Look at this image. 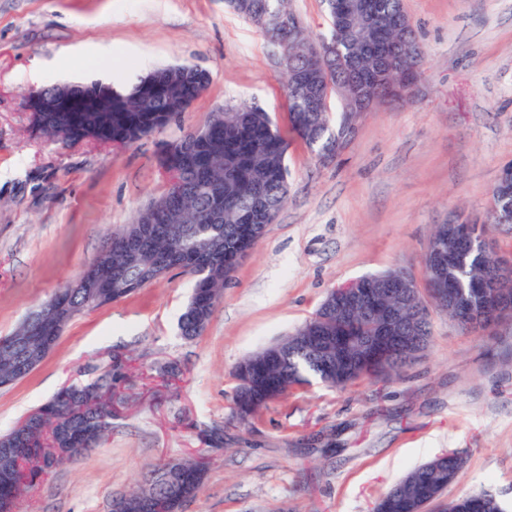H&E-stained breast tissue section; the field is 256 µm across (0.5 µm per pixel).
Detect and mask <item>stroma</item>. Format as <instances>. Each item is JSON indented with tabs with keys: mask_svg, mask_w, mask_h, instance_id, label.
<instances>
[{
	"mask_svg": "<svg viewBox=\"0 0 512 512\" xmlns=\"http://www.w3.org/2000/svg\"><path fill=\"white\" fill-rule=\"evenodd\" d=\"M424 66L411 99L355 122L320 162L288 128L278 48L224 0H0V336L98 258L105 239L167 188L162 149L215 112H268L288 144V201L236 267L205 332L178 319L179 272L88 311L26 378L0 388V435L67 382L122 359L104 442L52 468L19 512H109L148 468L205 454L182 512H372L408 470L455 451L466 464L430 512L482 490L512 512V322L490 335L432 314L428 349L400 380L344 390L318 379L245 421L233 370L311 317L348 281L397 267L422 278L432 225L483 218L512 162V0H403ZM208 73L175 122L114 148L34 136L29 93L56 82L126 86L154 69ZM178 367V378L162 376Z\"/></svg>",
	"mask_w": 512,
	"mask_h": 512,
	"instance_id": "obj_1",
	"label": "stroma"
}]
</instances>
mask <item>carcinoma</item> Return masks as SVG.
I'll list each match as a JSON object with an SVG mask.
<instances>
[{
  "label": "carcinoma",
  "mask_w": 512,
  "mask_h": 512,
  "mask_svg": "<svg viewBox=\"0 0 512 512\" xmlns=\"http://www.w3.org/2000/svg\"><path fill=\"white\" fill-rule=\"evenodd\" d=\"M380 2L382 12L378 18L373 21L356 18L350 27L331 17L326 0L329 34L318 41L311 39L300 26L277 31L264 27L262 31L279 46L282 55L288 56V67L295 72L313 68L318 61V50L326 41L349 46L357 69L370 71L377 66V59L367 48L386 18L399 12L401 7L400 0ZM259 13L286 19L292 11L288 0H248L247 10L238 11L246 19ZM285 83L290 131L318 156L333 145L336 151H341L337 136L349 131L350 119L356 115V110L344 103L335 128L327 104L310 102L305 88L291 83L288 76ZM208 84L209 78H196L189 66L160 68L128 90H112L113 109L110 112H35L32 128L35 133L53 139L79 141L88 138L125 147L170 124L207 89ZM348 86L347 74L332 75L323 84V99L335 95L338 88L347 90ZM161 166L166 172L173 171L166 192L138 211L131 223L112 231L108 236L112 247H103L94 262L95 276L111 283L112 287L90 299L84 290L62 286L61 295L50 298L52 316L31 326L32 339L54 345L76 316L117 302L175 269L194 279L191 298L179 318L180 333L187 340H194L204 333L223 293L224 283L238 265L237 255L253 249L259 241L261 233L255 225L274 223L287 202L286 141L269 113L253 107L226 109L212 114L203 128L169 144ZM148 224L165 226L164 236L140 238L135 247H128L127 239L135 228ZM492 271L491 259L479 264H453L448 269V280L460 284L467 306L478 310L485 303V295L475 285ZM399 273L401 270L392 269L372 276L375 308L365 319L349 326L347 306L338 304L331 309L329 321L334 335L347 338L341 355H336L334 348L320 354L309 350L306 339L318 326L311 318L280 343L278 356L271 357L261 350L244 359L251 363V384L238 378L235 416L245 420L255 415L268 402L307 382L309 376L337 389L375 377L377 372L373 370H335L330 373L326 364L337 365L358 357L360 344L355 338L372 334L384 319L382 307L388 297L381 288V278ZM436 300L437 283L425 276L413 305L406 306L399 295L394 296L393 303L404 310L408 329L416 330L423 324L429 331L430 306L436 305ZM123 378L121 367L114 365L97 376L96 385L109 394ZM38 411L51 414L60 427L77 426L88 415L102 418L107 426H112V403L107 397L97 400L84 411L53 397L40 405ZM64 457L66 454L57 452L53 445L45 448L41 466L26 456L13 457L9 463V480L0 481V498H21L34 470L42 474L44 469ZM449 464L447 471L434 458L411 470L393 486L394 495L386 493L378 499L376 512H423V504L434 494L442 495L451 484L448 473L458 474L465 461L458 453L451 452ZM176 468L181 469L188 480L184 492L195 495L202 479L196 475L197 461L194 459L170 460L153 468L131 495L170 496L172 488L164 476ZM467 499L471 512H502L501 502L487 491L469 494Z\"/></svg>",
  "instance_id": "obj_1"
}]
</instances>
